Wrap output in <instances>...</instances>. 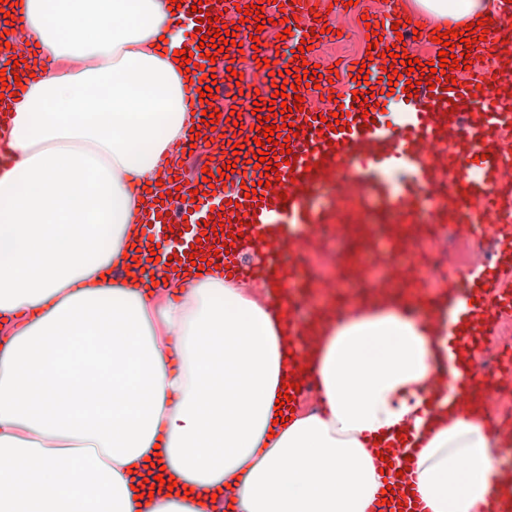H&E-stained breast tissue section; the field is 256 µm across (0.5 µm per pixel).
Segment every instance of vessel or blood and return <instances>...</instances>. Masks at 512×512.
I'll return each mask as SVG.
<instances>
[{
  "label": "vessel or blood",
  "mask_w": 512,
  "mask_h": 512,
  "mask_svg": "<svg viewBox=\"0 0 512 512\" xmlns=\"http://www.w3.org/2000/svg\"><path fill=\"white\" fill-rule=\"evenodd\" d=\"M329 7L333 17L345 14L342 0H279L274 12L288 18L290 24L313 23L315 2ZM249 0H180V16L195 20L191 7L201 4L211 15L227 13L236 17L238 8ZM492 22L486 43L497 46L504 31L512 29V0H491ZM387 30L384 42L396 53L412 49L416 39L425 38V28L405 22L401 0H388L379 18ZM387 58L373 57L366 63L365 78L353 81L339 102L344 113L339 130L320 121L326 113L324 102L331 85L320 78L318 88L300 91L302 109H294V97H287L293 110L288 117H274V125L289 135V153L281 154L279 178L264 185L265 168L237 164L229 177L220 170L227 163L222 146L251 135L247 126L223 120L210 136L216 144L210 149L207 166L212 172L214 192L186 200L173 179L163 188L171 197L154 203L144 226L147 237L157 238L168 231L178 232L175 263H188L191 252L214 254L216 262L227 266L233 280L264 277L271 266L284 276L287 293L282 299L286 311L284 328L296 333L300 316L296 311L297 293L305 287L307 275L299 262H283L284 244H292L295 253L321 245L325 234H333L350 246L339 257L348 278H358L365 266V253L373 240L380 239L399 248L427 240L434 227L413 223L416 193L438 192L448 203V225L452 232L463 231L480 243L473 259L449 284L452 299L448 305L447 349L442 359L447 374L443 384L450 398H457L460 383L473 386L488 404L496 405L503 390L512 386V362L496 366H474L470 371L450 373L457 356V321L466 316L480 319L490 327L501 315L512 311V293L501 288L499 270L512 259V243L501 235V226L512 223V159L496 148L504 128L512 127V112L502 109L507 98L492 69L479 70L473 86H450L446 81H431L420 71L399 66L396 85H389ZM419 82L418 93L407 94L408 82ZM374 91L375 106L365 107L354 99V92ZM401 103L404 116L388 123L379 105L387 100ZM370 124H363V117ZM401 173L408 187L399 198H392L387 177ZM256 183L257 194L246 197L244 187ZM324 207H317V200ZM222 225L221 235L201 239L199 227L204 221ZM243 233L265 243L267 259L263 265L250 266L237 248L223 250L225 234ZM408 274H395L387 286L417 304L418 284L437 276L436 264L410 259ZM385 480L395 492L388 503H375L374 512H430L422 495L397 491L399 479L388 470Z\"/></svg>",
  "instance_id": "b4317fda"
}]
</instances>
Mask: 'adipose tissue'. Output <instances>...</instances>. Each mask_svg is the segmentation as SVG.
Wrapping results in <instances>:
<instances>
[{
	"label": "adipose tissue",
	"instance_id": "obj_1",
	"mask_svg": "<svg viewBox=\"0 0 512 512\" xmlns=\"http://www.w3.org/2000/svg\"><path fill=\"white\" fill-rule=\"evenodd\" d=\"M415 4L452 29L490 14ZM14 15L39 51L0 171V512H210L219 493L229 512H371L369 446L409 441L431 512L504 495L487 413L438 387L447 293L418 313L381 291L319 320L302 354L318 409L280 425L294 349L276 287L261 298L209 263L149 282L139 190L175 165L198 89L169 0H17ZM154 456L178 492L136 498Z\"/></svg>",
	"mask_w": 512,
	"mask_h": 512
}]
</instances>
